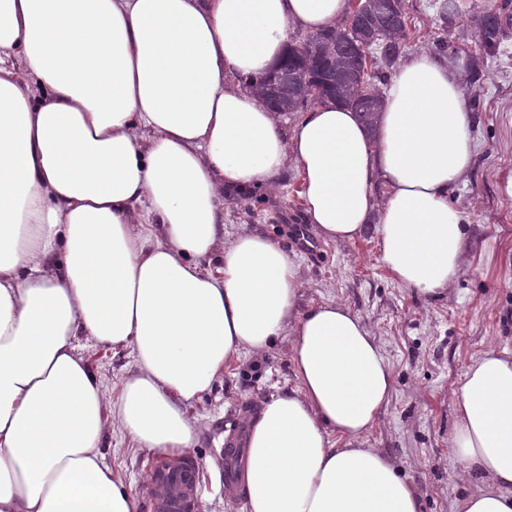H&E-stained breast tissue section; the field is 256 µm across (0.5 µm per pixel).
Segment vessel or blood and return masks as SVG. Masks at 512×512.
I'll list each match as a JSON object with an SVG mask.
<instances>
[{"instance_id":"b4317fda","label":"vessel or blood","mask_w":512,"mask_h":512,"mask_svg":"<svg viewBox=\"0 0 512 512\" xmlns=\"http://www.w3.org/2000/svg\"><path fill=\"white\" fill-rule=\"evenodd\" d=\"M245 419L232 417L219 454L224 459V488L236 494L242 483L247 454ZM200 490V469L189 461L153 465L150 496L156 512H194Z\"/></svg>"}]
</instances>
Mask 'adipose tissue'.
I'll list each match as a JSON object with an SVG mask.
<instances>
[{
  "label": "adipose tissue",
  "instance_id": "ef3b65f1",
  "mask_svg": "<svg viewBox=\"0 0 512 512\" xmlns=\"http://www.w3.org/2000/svg\"><path fill=\"white\" fill-rule=\"evenodd\" d=\"M350 0H0V512H142L105 461L108 424L186 452V407L241 354L289 341L296 386L252 421L247 512H421L365 435L393 372L362 319L297 311L298 267L256 232L224 239V198L302 179L317 235L377 221L401 285L443 296L466 262L449 201L472 112L437 55L401 63L376 132L323 98L284 130L257 94L290 32ZM218 255V273L203 260ZM130 350L119 396L79 339ZM450 443L479 485L458 512H512V351L473 358Z\"/></svg>",
  "mask_w": 512,
  "mask_h": 512
}]
</instances>
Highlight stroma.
<instances>
[{
  "label": "stroma",
  "instance_id": "1",
  "mask_svg": "<svg viewBox=\"0 0 512 512\" xmlns=\"http://www.w3.org/2000/svg\"><path fill=\"white\" fill-rule=\"evenodd\" d=\"M461 13L442 22L433 0H404L411 24L404 56L430 52L459 76L472 108L475 157L451 201L467 218L468 265L446 295L426 299L397 283L381 261L375 228L350 243L320 241L316 252L298 246L294 230L304 226L301 178L285 168L275 187L257 188L246 199L224 200V238L246 231L263 233L286 249L298 266V309L339 302L360 316L375 336L394 375L391 396L366 436L398 466L422 498L424 512H455L477 483L464 474L449 438L455 427L453 390L472 357L490 347L512 351V201L499 192L501 177L512 172V34L496 58L486 60L473 79L469 59L478 53L471 17L490 7L512 20V0H458ZM448 51H441V44ZM79 353L119 394L133 368L128 350H110L79 340ZM287 339L259 354L232 361L212 391L189 409L199 434L190 459L200 465L203 487L199 512H245L244 496L224 494L218 451L224 424L242 404L262 403L294 387ZM105 460L138 494L143 512H152L148 455L108 426Z\"/></svg>",
  "mask_w": 512,
  "mask_h": 512
}]
</instances>
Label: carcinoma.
<instances>
[{
  "label": "carcinoma",
  "instance_id": "obj_1",
  "mask_svg": "<svg viewBox=\"0 0 512 512\" xmlns=\"http://www.w3.org/2000/svg\"><path fill=\"white\" fill-rule=\"evenodd\" d=\"M434 7L445 23L459 13L458 0H434ZM475 29L480 54L472 66L477 71L481 61L498 55L506 31L502 18L490 10L476 16ZM408 31L403 0H363L358 33L373 39L370 50L379 59L373 76L364 75V56L341 24L305 36L304 52L289 54L274 76L259 81L261 95L290 112H301L321 97L332 95L357 112L373 131L383 103L378 84L384 82L385 70L402 53Z\"/></svg>",
  "mask_w": 512,
  "mask_h": 512
}]
</instances>
